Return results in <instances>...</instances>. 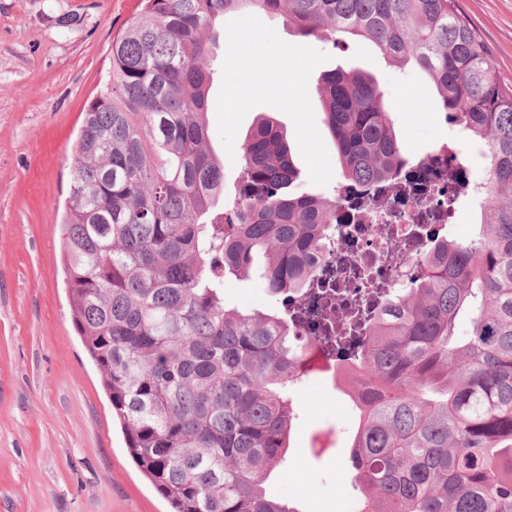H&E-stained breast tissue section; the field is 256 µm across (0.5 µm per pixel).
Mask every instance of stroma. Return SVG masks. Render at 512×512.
Masks as SVG:
<instances>
[{"label": "stroma", "instance_id": "35a3bbf8", "mask_svg": "<svg viewBox=\"0 0 512 512\" xmlns=\"http://www.w3.org/2000/svg\"><path fill=\"white\" fill-rule=\"evenodd\" d=\"M138 0H0V512H169L128 456L101 376L72 320L62 206L77 130L106 81L114 37ZM512 84V0H457ZM209 97L226 182L258 117L285 130L300 170L291 190L330 196L342 179L318 97L323 71L370 73L409 154L463 141L415 66L385 65L360 40L301 42L283 17H225ZM224 303L281 310L258 275L228 277ZM295 433L267 490L295 512H358L352 440L359 411L336 376L307 375L291 395ZM328 446L319 456L316 438Z\"/></svg>", "mask_w": 512, "mask_h": 512}]
</instances>
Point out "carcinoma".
Listing matches in <instances>:
<instances>
[{
    "label": "carcinoma",
    "mask_w": 512,
    "mask_h": 512,
    "mask_svg": "<svg viewBox=\"0 0 512 512\" xmlns=\"http://www.w3.org/2000/svg\"><path fill=\"white\" fill-rule=\"evenodd\" d=\"M242 11L414 63L484 146L481 232L439 246L342 378H366L351 391L361 512H512V87L456 0H140L84 112L63 227L73 325L131 460L171 512H295L265 483L289 448L303 337L278 312L226 307L224 278L260 254L271 293L304 296L336 202L288 191L299 170L265 118L219 204L215 28ZM318 90L343 181H391L407 158L376 81L335 68Z\"/></svg>",
    "instance_id": "obj_1"
}]
</instances>
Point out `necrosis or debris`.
I'll use <instances>...</instances> for the list:
<instances>
[{
  "label": "necrosis or debris",
  "instance_id": "obj_1",
  "mask_svg": "<svg viewBox=\"0 0 512 512\" xmlns=\"http://www.w3.org/2000/svg\"><path fill=\"white\" fill-rule=\"evenodd\" d=\"M485 163L483 147L463 150L442 142L412 157L397 183L338 186L336 222L316 261L320 279L334 293L310 288L301 305L307 341L298 375L315 366L339 368L350 362L347 347L325 340L322 316L329 298L354 315L341 324L340 334L360 335L359 315L374 313L396 288L420 280L428 258L447 241L463 204L486 199L485 183L474 174Z\"/></svg>",
  "mask_w": 512,
  "mask_h": 512
}]
</instances>
